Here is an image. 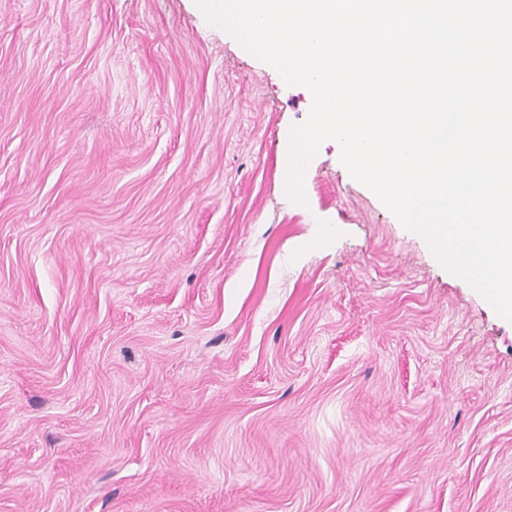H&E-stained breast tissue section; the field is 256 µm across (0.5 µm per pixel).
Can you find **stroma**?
Listing matches in <instances>:
<instances>
[{"mask_svg":"<svg viewBox=\"0 0 512 512\" xmlns=\"http://www.w3.org/2000/svg\"><path fill=\"white\" fill-rule=\"evenodd\" d=\"M196 0H0V512H512V322Z\"/></svg>","mask_w":512,"mask_h":512,"instance_id":"stroma-1","label":"stroma"}]
</instances>
